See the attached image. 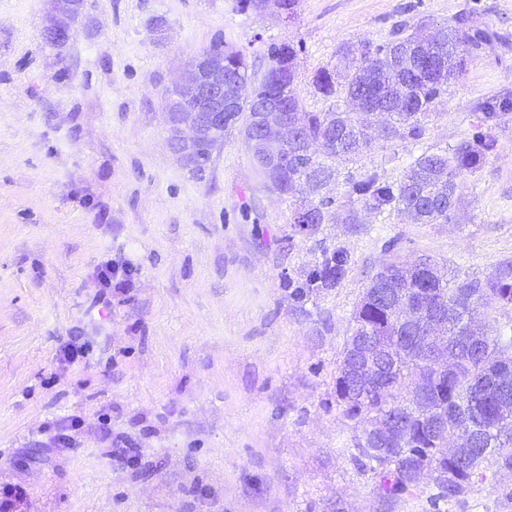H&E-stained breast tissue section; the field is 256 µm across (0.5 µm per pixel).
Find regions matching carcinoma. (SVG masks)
<instances>
[{"instance_id": "cac0c4a2", "label": "carcinoma", "mask_w": 512, "mask_h": 512, "mask_svg": "<svg viewBox=\"0 0 512 512\" xmlns=\"http://www.w3.org/2000/svg\"><path fill=\"white\" fill-rule=\"evenodd\" d=\"M491 42L506 48L512 45L509 37L463 17L432 36L423 35L420 27L406 20L396 22L390 38L366 46L358 65L343 79L327 69L313 76L316 93L326 99L341 95L354 101L357 112L303 109L293 93L296 50L290 44L271 48L272 64L257 84L252 83L244 55L226 50L224 73L230 80L224 87L228 107L224 129L238 125L248 132L258 98L282 103L294 139L269 145L258 136L246 135L245 144L253 155L271 152L291 157L305 151L298 162L260 166L257 171L278 195L299 199L293 223L328 224L335 200L322 191L336 180V163L359 159L378 139L419 140L422 121L434 101L448 91L449 81L462 74L466 57ZM509 106L512 101L490 99L477 110L489 122ZM494 150V138L477 132L438 152H422L396 185L375 172L351 178L345 190L349 205L345 223H358L359 205L376 213L395 211L412 224H444L455 205L457 177L482 169ZM348 264L344 249L324 250L322 261L307 275L305 285L296 288L295 295L336 287ZM374 290L408 298L421 321L441 314L442 343L460 365L443 374L434 365V346L411 351L407 324L382 298L371 296ZM489 295L512 305V264L502 265L482 279L466 275L447 280L436 265L419 267L394 260L370 277L356 303L350 334L340 353L335 392L351 419L375 415L392 419L393 447L362 448L357 441L352 454L360 471L379 477L386 498L411 493L422 482L425 470L437 472V499L448 501L465 493L475 478L484 477V463L491 457L502 468L512 470V409L501 411L502 398L512 402V361H503L505 352L512 349V335L484 319L481 307ZM365 337L385 350L379 377L361 391L349 385L343 368L351 344ZM444 431L464 433L463 452L448 450V443L439 437Z\"/></svg>"}]
</instances>
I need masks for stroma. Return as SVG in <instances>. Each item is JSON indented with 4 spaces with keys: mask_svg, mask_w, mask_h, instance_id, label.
Listing matches in <instances>:
<instances>
[{
    "mask_svg": "<svg viewBox=\"0 0 512 512\" xmlns=\"http://www.w3.org/2000/svg\"><path fill=\"white\" fill-rule=\"evenodd\" d=\"M48 0H0V488L15 512H512V472L495 463L456 500L433 478L384 498L350 459L362 419L336 401L355 302L394 260L447 275L512 263V110L485 125L477 105L512 99V47L491 43L423 122L420 142L374 143L325 193L334 223L300 232L292 199L268 189L238 128L200 172L171 152L165 101L213 39L245 54L253 79L271 44L299 46L305 108L318 69L341 72L401 19L433 30L466 11L512 38V0H300L241 12L238 0H86L63 52L45 44ZM487 131L496 149L463 174L444 224L360 211L345 223L347 176L398 183L415 156ZM351 261L340 284L297 300L323 249ZM132 268L103 291L104 262ZM88 354L60 356L71 338ZM79 416L74 448L46 428ZM138 448L131 469L109 437Z\"/></svg>",
    "mask_w": 512,
    "mask_h": 512,
    "instance_id": "obj_1",
    "label": "stroma"
}]
</instances>
